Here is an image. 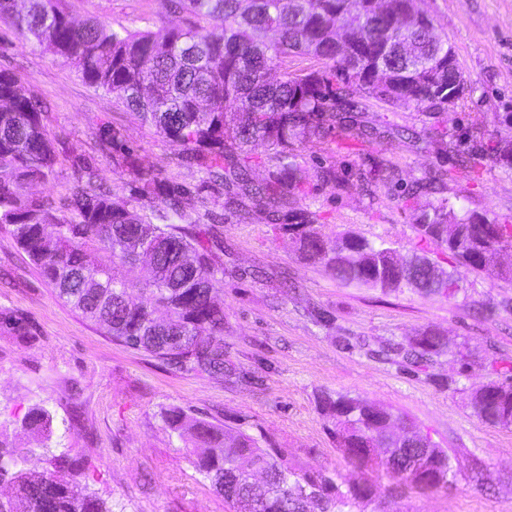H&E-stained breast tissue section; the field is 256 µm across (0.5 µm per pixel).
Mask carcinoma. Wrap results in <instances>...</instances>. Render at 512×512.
<instances>
[{
	"instance_id": "cac0c4a2",
	"label": "carcinoma",
	"mask_w": 512,
	"mask_h": 512,
	"mask_svg": "<svg viewBox=\"0 0 512 512\" xmlns=\"http://www.w3.org/2000/svg\"><path fill=\"white\" fill-rule=\"evenodd\" d=\"M392 11L376 12L373 0H159L162 12L218 19L221 31L203 26L154 31L114 29L101 18L72 19L63 0H0V21L12 24L33 45L49 48L71 64L85 83L112 95L142 124L180 147L203 182L224 186V205L243 210L247 199L261 207L273 232L286 233L303 257L323 265L337 281L383 292L406 289L456 296L458 272L426 253H412L401 282L397 250L352 234L328 253L310 212L297 207L306 175L296 149L325 139L338 128L358 127L370 138L375 128L357 113L374 100L414 105L435 122L432 146L448 151L440 116L465 98L467 80L448 37L409 19L414 0H389ZM306 58L317 68L291 70L288 60ZM280 71L277 80L264 75ZM48 106L26 95L16 77L0 71V224L11 227L44 282L64 304L97 325L113 341L143 351L184 372L224 378V308L215 293L224 284V240L210 227L180 226L198 193L158 174L132 168L140 197L149 203H119L98 183L93 167L78 165L65 197L34 198L27 186L56 173L59 154L49 137ZM266 147L267 177L253 176L251 147ZM394 168L380 163L357 173L360 182L391 184ZM448 170L416 181L408 197L418 203L420 240L445 246L457 261L491 278H510L493 258L512 250V224L478 218L443 196ZM97 244L99 257L88 252ZM146 265L144 282L129 277ZM139 291L147 301L136 302ZM448 349L431 331L392 351L414 361ZM476 416L512 426V376L488 382L471 398ZM322 414L331 420L336 447L348 464L386 477L397 491L448 490L455 458L419 431L399 442L390 410L347 395H324ZM169 429L193 430L190 462L232 512H353L371 498L373 483H338L340 476L310 473L288 461L281 448L241 430L171 410ZM26 426L43 429L52 415L33 408ZM23 451L0 445V480L13 492L5 512H115L81 484L77 459L65 450L50 457L46 473L9 472Z\"/></svg>"
}]
</instances>
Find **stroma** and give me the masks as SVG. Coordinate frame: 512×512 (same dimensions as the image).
<instances>
[{
    "label": "stroma",
    "mask_w": 512,
    "mask_h": 512,
    "mask_svg": "<svg viewBox=\"0 0 512 512\" xmlns=\"http://www.w3.org/2000/svg\"><path fill=\"white\" fill-rule=\"evenodd\" d=\"M66 6L75 19L100 17L115 27L188 24L186 15L160 13L157 0H66ZM419 6L454 46L473 88L441 118L447 154L429 145V119L421 109L371 105L366 117L378 127L371 142L349 129L298 149L307 175L298 205L313 213L329 250L344 233L386 240L404 256L424 246L441 267L458 269L462 290L452 299L342 285L301 258L287 235L273 234L263 210L253 207L244 216L225 209L222 188L204 185L177 146L89 87L74 67L23 44L14 27L0 23V69L48 105L46 128L59 152L55 175L30 185L33 196L63 198L74 162L85 159L114 200L135 199L132 174L112 159L117 134L137 168L199 188L188 223H216L233 247L232 272L216 300L224 307V356L236 373L219 381L177 371L104 336L57 300L9 227L0 226V314L31 327L25 340L0 328V441L26 449L19 468L42 472L48 452L66 449L78 455L89 491L123 512H229L190 463L186 440L165 424V412L177 408L265 435L300 469L363 480L364 471L346 463L318 409L319 396L328 392L391 409L404 430L428 435L458 460L448 491L390 497L380 488L366 512H512V427L482 422L471 406L474 389L503 380L512 367V281L459 267L446 248L419 243V211L404 193L415 179L445 167L450 202L512 224V165L491 153L496 142L512 140V0H419ZM400 126L415 131V139L395 138L391 130ZM478 147L487 155L474 179L461 161ZM381 159L397 165L399 183L376 186L371 195L355 187L357 170ZM325 168L348 188L322 179ZM283 272L297 288H279ZM312 308L326 322H314ZM426 329L446 336V353L417 366L376 356L379 346ZM463 351L468 359H460ZM37 406L53 416L51 436L22 426Z\"/></svg>",
    "instance_id": "obj_1"
}]
</instances>
